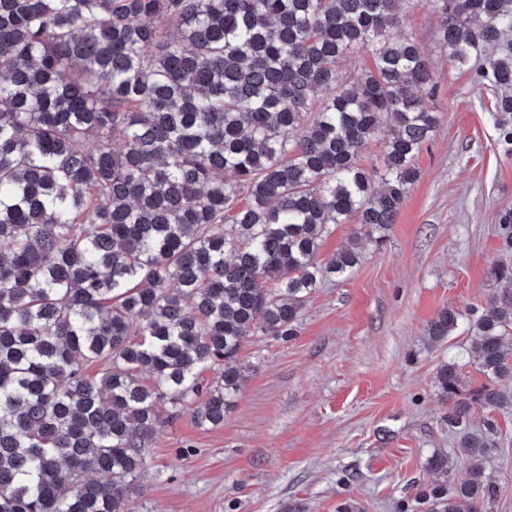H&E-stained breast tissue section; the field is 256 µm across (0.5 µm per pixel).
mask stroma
I'll return each instance as SVG.
<instances>
[{"mask_svg": "<svg viewBox=\"0 0 512 512\" xmlns=\"http://www.w3.org/2000/svg\"><path fill=\"white\" fill-rule=\"evenodd\" d=\"M403 27L427 56L443 120L420 151L421 177L382 248L363 244L345 279L311 294L296 336H253L249 368L223 423L193 411L166 421L146 450L135 512H399L425 467L453 451L438 368L458 362L482 382L457 329L431 345L427 325L446 307L471 318L497 292L500 213L512 209V152L499 140L498 89L478 69L448 61L433 0H407ZM499 447L484 462L500 488L495 512H512V412L494 413Z\"/></svg>", "mask_w": 512, "mask_h": 512, "instance_id": "obj_1", "label": "stroma"}]
</instances>
